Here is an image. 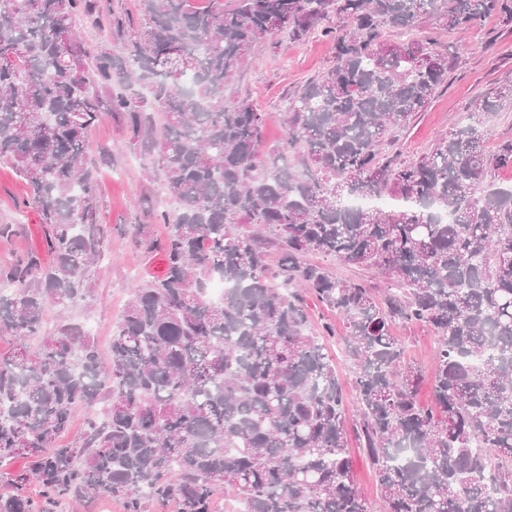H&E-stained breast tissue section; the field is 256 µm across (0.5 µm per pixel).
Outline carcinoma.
<instances>
[{"label": "carcinoma", "instance_id": "cac0c4a2", "mask_svg": "<svg viewBox=\"0 0 512 512\" xmlns=\"http://www.w3.org/2000/svg\"><path fill=\"white\" fill-rule=\"evenodd\" d=\"M126 53L85 47L77 21L97 0H0V163L27 187L44 252L0 264V463L29 459L0 512H51L107 493L212 512L215 488L242 512H368L355 487L348 410L305 297L343 318L363 442L386 512H512V141L486 151L479 126L512 100L484 94L468 123L412 160L389 136L448 78L431 39L388 41L428 17L468 30L512 23V0H139ZM350 30L319 28L329 13ZM336 41L334 63L289 99L277 150H259L266 114L226 94L274 30ZM150 82L151 100L135 92ZM109 91L103 99L98 89ZM125 119L177 207L131 236L165 261L136 284L103 359L86 328L49 307L86 299L107 251L88 131L104 110ZM392 210L353 209L381 197ZM277 251L271 262L270 248ZM311 254L377 269L386 287L340 278ZM229 288L214 302L208 278ZM436 336L430 371L404 360L393 327ZM430 381L432 401L418 399ZM89 413L71 441L73 414ZM42 493L41 510L24 493Z\"/></svg>", "mask_w": 512, "mask_h": 512}]
</instances>
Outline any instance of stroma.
Returning a JSON list of instances; mask_svg holds the SVG:
<instances>
[{
	"mask_svg": "<svg viewBox=\"0 0 512 512\" xmlns=\"http://www.w3.org/2000/svg\"><path fill=\"white\" fill-rule=\"evenodd\" d=\"M415 35L432 37L437 51L447 54L448 81L422 112L396 131L388 145L389 153L404 160L428 151L439 134L464 123L479 95L512 85V24L506 26L491 17L478 27L458 32L426 19ZM335 52L333 40L319 33L295 42L287 33L277 32L254 48L251 62L230 91L266 112L265 148L276 147L282 139L279 116L287 109L290 95L330 67ZM106 152L111 160L98 170V190L101 220L112 228L109 260L91 269L90 296L69 312L71 318L93 329L104 353L109 350L112 330L130 298L133 283L152 280L163 271L161 254L133 246L126 227L144 224L152 237L164 236L165 226L153 222L152 216L168 207L158 183L146 175L140 150L130 144L121 120L109 113L91 129L87 141L88 159L98 160ZM25 196L24 183L10 166L1 164L0 224H15L19 230L10 238L0 239V262L43 246L39 218L24 207ZM395 333L405 340L407 362L432 366L435 336L429 327L401 325Z\"/></svg>",
	"mask_w": 512,
	"mask_h": 512,
	"instance_id": "obj_1",
	"label": "stroma"
}]
</instances>
